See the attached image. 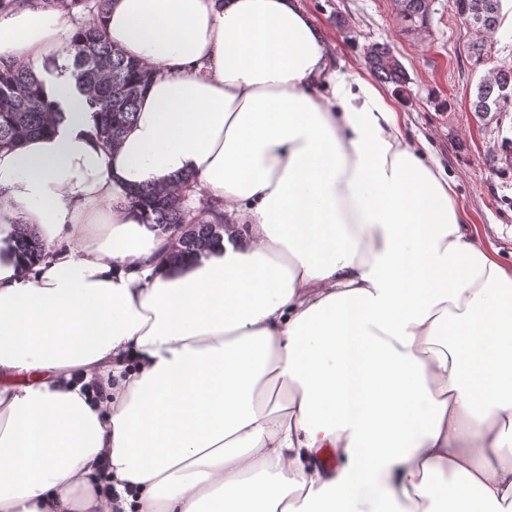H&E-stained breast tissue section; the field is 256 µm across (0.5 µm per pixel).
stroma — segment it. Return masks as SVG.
I'll return each instance as SVG.
<instances>
[{
	"mask_svg": "<svg viewBox=\"0 0 512 512\" xmlns=\"http://www.w3.org/2000/svg\"><path fill=\"white\" fill-rule=\"evenodd\" d=\"M453 0H434L430 34L420 42L401 32L394 0H301L345 70L368 76L364 48L388 43L405 66L403 89L382 90L400 110L405 130L455 181L469 227L512 266V167L490 165L500 139L495 124L477 118L470 102L481 76L468 59L475 34L457 18Z\"/></svg>",
	"mask_w": 512,
	"mask_h": 512,
	"instance_id": "35a3bbf8",
	"label": "stroma"
}]
</instances>
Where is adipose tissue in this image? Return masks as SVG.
<instances>
[{
    "mask_svg": "<svg viewBox=\"0 0 512 512\" xmlns=\"http://www.w3.org/2000/svg\"><path fill=\"white\" fill-rule=\"evenodd\" d=\"M104 27L154 71L119 144L47 76L63 119L0 149V240L48 241L0 257V512H112L103 481L123 512H512V267L395 105L298 0H110ZM76 32L20 0L0 59ZM181 175L225 227L174 265L126 200ZM14 225L16 227L11 236L10 247L16 256L31 263L41 256L43 251L41 239L36 229L30 224L18 221Z\"/></svg>",
    "mask_w": 512,
    "mask_h": 512,
    "instance_id": "adipose-tissue-1",
    "label": "adipose tissue"
}]
</instances>
